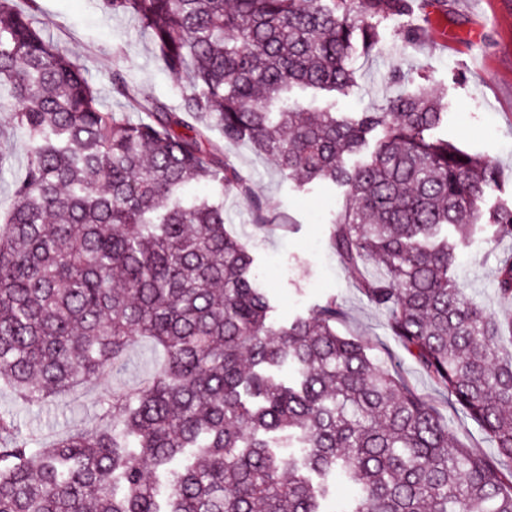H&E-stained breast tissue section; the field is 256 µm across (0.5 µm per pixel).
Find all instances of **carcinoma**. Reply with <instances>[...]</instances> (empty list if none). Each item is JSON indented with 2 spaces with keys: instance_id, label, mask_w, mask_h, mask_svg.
<instances>
[{
  "instance_id": "obj_1",
  "label": "carcinoma",
  "mask_w": 512,
  "mask_h": 512,
  "mask_svg": "<svg viewBox=\"0 0 512 512\" xmlns=\"http://www.w3.org/2000/svg\"><path fill=\"white\" fill-rule=\"evenodd\" d=\"M132 17L186 79L181 111L112 90L119 119L42 23L0 0V108L26 135L0 225V387L25 408L94 386L137 340L161 352L133 386L100 393L99 424L43 443L0 411V512H331L307 472H342L338 512H512V316L467 300L456 250L512 243V206L487 207L490 159L434 135L448 117L428 76L398 75L380 112H316L293 88L346 94L357 48L447 0H101ZM248 143L298 188H345L332 247L388 330L493 442L460 444L437 407L342 336L329 299L287 325L224 229V192L269 224L250 178L210 143ZM378 261L379 274L368 272ZM495 289L512 300V255ZM295 381L278 378L283 369Z\"/></svg>"
}]
</instances>
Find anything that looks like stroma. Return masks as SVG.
Returning <instances> with one entry per match:
<instances>
[{"label": "stroma", "instance_id": "obj_1", "mask_svg": "<svg viewBox=\"0 0 512 512\" xmlns=\"http://www.w3.org/2000/svg\"><path fill=\"white\" fill-rule=\"evenodd\" d=\"M35 10L46 37L69 52L97 87L105 109L133 121L138 118L125 99L112 91L111 76L116 69L126 73L140 98L178 105L184 78L161 65L150 39L131 17L106 13L99 0H36ZM420 26L427 29L422 41L406 43V32ZM382 41L371 54H356V85L347 95L315 100L298 91L295 99L318 112L374 111L395 94V75L413 79L429 75L447 95L448 123L437 129V136L495 161L502 182L488 191L486 201L491 206H512V0H448L447 13L387 22ZM25 143L10 112L0 111V153L6 157L0 168V216L11 205L15 186L26 172ZM224 153L250 176L272 220L269 229L257 230L247 202L225 194V228L249 239L253 268L272 298L274 320L291 321L327 299H336L343 310L336 324L340 334L360 339L376 363L431 399L449 419L457 441L494 455L493 443L475 425L455 418L446 396L390 335L384 312L367 301L337 259L329 221L345 201L342 189L325 185L296 188L246 143L225 146ZM509 251L511 244L495 243L485 234L460 251L459 288L493 313L512 314V301L501 300L495 292L498 259ZM98 388H82L33 410L17 407L11 392L1 389L0 408L13 410L22 429L51 440L95 424Z\"/></svg>", "mask_w": 512, "mask_h": 512}]
</instances>
